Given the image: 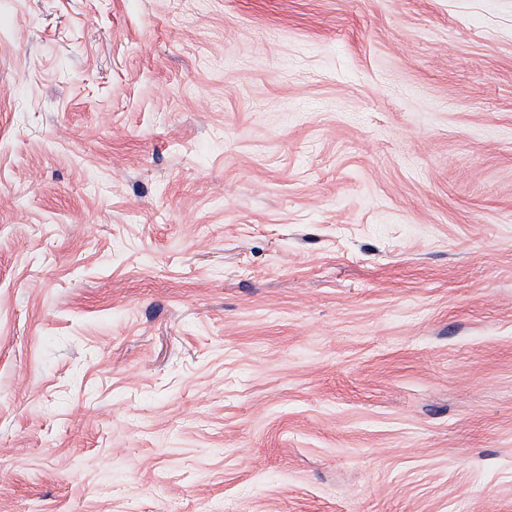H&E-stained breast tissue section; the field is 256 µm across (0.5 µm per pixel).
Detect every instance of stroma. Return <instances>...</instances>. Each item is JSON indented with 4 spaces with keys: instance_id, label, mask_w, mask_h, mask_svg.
Returning a JSON list of instances; mask_svg holds the SVG:
<instances>
[{
    "instance_id": "obj_1",
    "label": "stroma",
    "mask_w": 512,
    "mask_h": 512,
    "mask_svg": "<svg viewBox=\"0 0 512 512\" xmlns=\"http://www.w3.org/2000/svg\"><path fill=\"white\" fill-rule=\"evenodd\" d=\"M0 512H512V0H0Z\"/></svg>"
}]
</instances>
